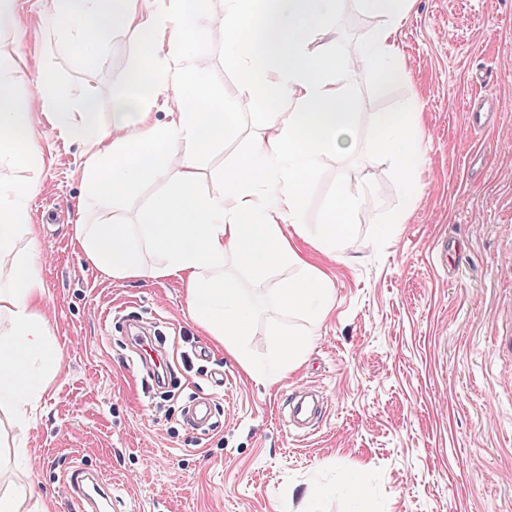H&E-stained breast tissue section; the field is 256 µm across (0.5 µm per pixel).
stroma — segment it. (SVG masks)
Instances as JSON below:
<instances>
[{"instance_id":"stroma-1","label":"stroma","mask_w":512,"mask_h":512,"mask_svg":"<svg viewBox=\"0 0 512 512\" xmlns=\"http://www.w3.org/2000/svg\"><path fill=\"white\" fill-rule=\"evenodd\" d=\"M14 17L0 57L19 95H31L46 71L61 94L95 97L111 125L140 33L113 29L105 65L89 67L73 50L76 32L50 23L43 0H14ZM381 24L357 0H338L327 41L352 55ZM224 42V4L211 0L205 79L238 132L200 161L196 188L205 194L219 193L225 165L268 133ZM398 46L402 81L381 87L363 71L350 88L360 111L421 112L418 193L408 198L368 128L352 153L321 159L304 221L322 223L344 182L357 197L354 233L343 258L302 244L333 282L334 304L299 364L274 382L245 367L269 360L281 329H308L272 304L287 269L256 279L225 258L253 310L240 355L226 353L194 321L181 282L112 279L80 252L74 226L89 148L35 113L31 160L0 166V181L32 186L33 232L15 250L39 256L42 313L62 353L27 436L30 479L47 512H77L65 484L76 466L107 475L112 512H512V0H408ZM486 67L499 79L477 85ZM477 98L498 109L475 129L467 108ZM164 188L143 181L120 202L99 199L96 214L135 221ZM400 213L406 222L392 223ZM441 240L455 244L444 267L433 254ZM138 319L165 341L177 383L169 400L146 393L147 374L132 364L125 326ZM298 390L316 391L325 407L304 433L288 428L283 410ZM200 394L215 406L202 436L181 417ZM314 484L324 495L311 507L305 491Z\"/></svg>"}]
</instances>
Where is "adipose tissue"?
<instances>
[{
    "instance_id": "1",
    "label": "adipose tissue",
    "mask_w": 512,
    "mask_h": 512,
    "mask_svg": "<svg viewBox=\"0 0 512 512\" xmlns=\"http://www.w3.org/2000/svg\"><path fill=\"white\" fill-rule=\"evenodd\" d=\"M171 2L156 12L147 0H46L47 19L77 32L74 48L86 64L103 65L100 47L116 27L144 33L139 61L129 73L128 92L116 98L111 126L104 127L92 99L75 104L60 97L51 73L39 76L34 94L20 96L7 61L0 59V165L28 158L33 114L38 106L48 107L58 129L91 146L76 246L112 279H179L194 319L231 355L240 353L252 310L238 281L225 275V256L235 255L258 277L288 267L287 280L274 290L275 304L281 313L306 320L310 330L283 338L272 362L279 379L302 357L334 294L296 240L340 257L353 232L355 202L342 183L325 221L311 227L304 222L305 185L321 158L350 152L358 129L366 126L374 133L375 151L404 178H412L417 167L419 112H360L347 85L362 70L384 82L402 76L396 35L407 0H358L383 25L351 56L312 49L330 33L334 0H224L227 49L245 90L261 103L271 133L225 166L224 187L213 195L194 188L198 163L237 128L217 111L219 96L203 80L207 58L198 40L210 0ZM161 95L170 106L163 125L141 109L144 100ZM147 179L164 181L167 189L135 223L95 219L100 197H122ZM29 194L27 184L0 182V261L13 269L9 285L0 287V411L8 413L15 430L6 439L13 469L0 475V512H42L28 479L33 458L25 436L36 425V403L62 359L39 313L37 260L15 253L18 234L29 229ZM285 222L292 224L294 238L284 235Z\"/></svg>"
}]
</instances>
